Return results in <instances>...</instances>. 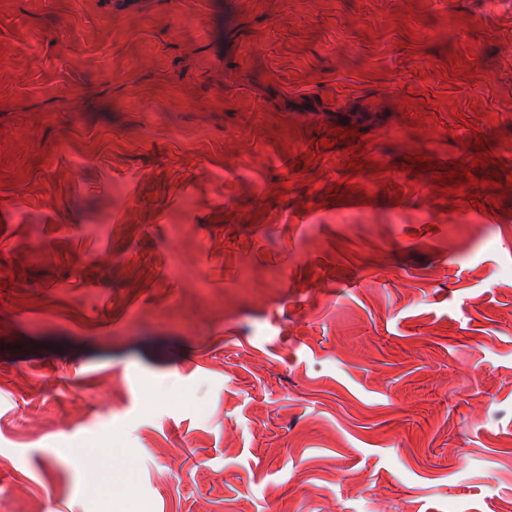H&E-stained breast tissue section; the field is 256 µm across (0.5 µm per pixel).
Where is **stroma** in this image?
Segmentation results:
<instances>
[{"label":"stroma","mask_w":512,"mask_h":512,"mask_svg":"<svg viewBox=\"0 0 512 512\" xmlns=\"http://www.w3.org/2000/svg\"><path fill=\"white\" fill-rule=\"evenodd\" d=\"M129 494L512 505V0H0V512Z\"/></svg>","instance_id":"obj_1"}]
</instances>
